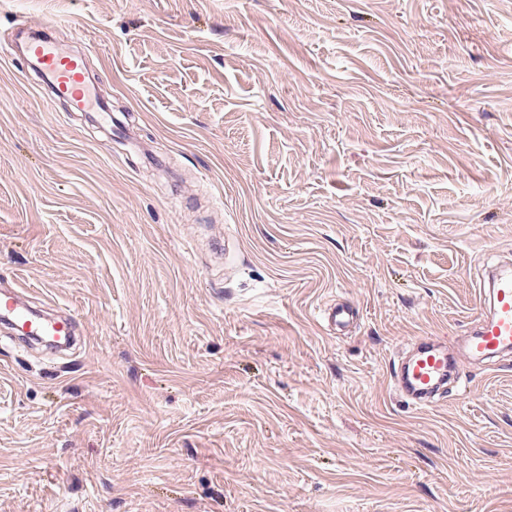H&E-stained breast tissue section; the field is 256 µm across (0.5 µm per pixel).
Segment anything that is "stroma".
Wrapping results in <instances>:
<instances>
[{
    "label": "stroma",
    "mask_w": 512,
    "mask_h": 512,
    "mask_svg": "<svg viewBox=\"0 0 512 512\" xmlns=\"http://www.w3.org/2000/svg\"><path fill=\"white\" fill-rule=\"evenodd\" d=\"M133 142L0 57V512H512V354L429 410L417 336L512 267V0H6ZM361 318L329 330L327 305ZM11 289H2L0 292V318L2 324L6 322L12 328L16 327L19 333L28 334L21 338L26 341L44 340L45 336H69L67 343L72 335L73 327L71 316L66 315L59 319L42 322L31 317L29 310L21 301L17 288L20 286L13 283ZM16 288V289H14Z\"/></svg>",
    "instance_id": "obj_1"
}]
</instances>
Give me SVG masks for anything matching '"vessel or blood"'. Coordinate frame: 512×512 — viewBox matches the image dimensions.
I'll return each instance as SVG.
<instances>
[{
  "label": "vessel or blood",
  "mask_w": 512,
  "mask_h": 512,
  "mask_svg": "<svg viewBox=\"0 0 512 512\" xmlns=\"http://www.w3.org/2000/svg\"><path fill=\"white\" fill-rule=\"evenodd\" d=\"M0 55L23 58L29 67L37 68L52 101L66 102L73 111L85 109L90 84L84 56L60 52L49 32L33 34L22 45L1 41ZM491 283L490 311L479 318L466 342V353L474 360H489L512 352V270L492 273ZM358 317V311L340 302L327 307L324 313L325 322L336 329ZM0 321L23 331L32 341L70 335L73 327L68 316L46 322L35 320L14 288L0 291ZM454 372L447 337L423 336L413 342L393 386L409 405L423 410L437 406Z\"/></svg>",
  "instance_id": "b4317fda"
}]
</instances>
